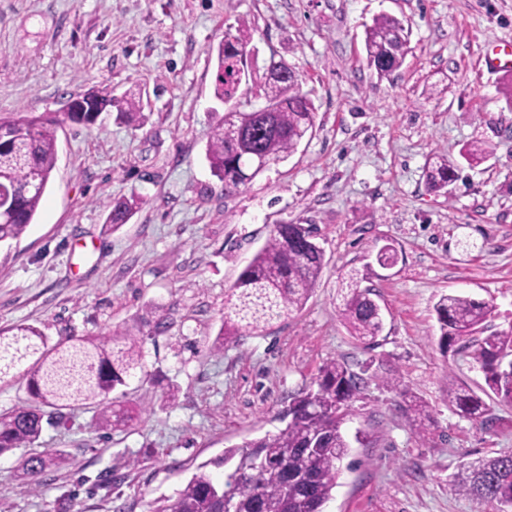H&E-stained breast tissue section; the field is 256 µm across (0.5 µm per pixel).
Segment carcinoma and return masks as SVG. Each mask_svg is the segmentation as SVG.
Instances as JSON below:
<instances>
[{
  "instance_id": "carcinoma-1",
  "label": "carcinoma",
  "mask_w": 512,
  "mask_h": 512,
  "mask_svg": "<svg viewBox=\"0 0 512 512\" xmlns=\"http://www.w3.org/2000/svg\"><path fill=\"white\" fill-rule=\"evenodd\" d=\"M252 34L242 22L227 31L217 50L214 97L224 102L238 91V72L248 67ZM366 61L379 77L398 71L409 52V28L392 15L381 14L365 27ZM265 111L245 112L232 107L208 134L206 159L211 174L231 192L246 185L271 165L292 156L315 125L313 101L302 91L296 70L284 60H270L259 85ZM94 111L17 113L0 117V244L19 239L33 223L58 160L60 125L69 120L91 125L101 112H117L116 119L131 124L141 114V88L116 97L106 87L83 93ZM448 158L436 155L427 165L429 191L446 190L454 180ZM143 204L136 196L112 204L107 226L127 223ZM325 265L323 248L310 227L277 224L229 289L220 329L210 347L213 354L238 341L245 331H257L274 320L301 311ZM339 311L351 336L370 345L383 331V314L351 273L342 282ZM443 354L467 353L480 365L488 389L512 404V328L487 332L493 306L475 298L444 294L434 305ZM144 338L114 327L97 336L48 344L37 327L18 323L0 330V382L21 375L31 400L0 414V453L29 447L40 437L45 409L61 414L75 406L101 407L95 425L102 429L129 428L138 414L110 401L112 391L144 374ZM411 425L422 433L430 423V406L420 397L399 389ZM363 375L346 362H324L316 380L292 397L281 411L285 427L273 434L247 440L224 453L236 460L234 469L218 482L195 473L172 498L154 502L151 512H224V498L234 512H323L342 473L350 442L341 426L351 401L362 393ZM448 408L478 419L484 402L475 392L448 379ZM71 463L53 451L23 458L16 478L27 482L40 473ZM459 493L512 505V454L467 462L454 477Z\"/></svg>"
}]
</instances>
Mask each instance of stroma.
<instances>
[{"label":"stroma","mask_w":512,"mask_h":512,"mask_svg":"<svg viewBox=\"0 0 512 512\" xmlns=\"http://www.w3.org/2000/svg\"><path fill=\"white\" fill-rule=\"evenodd\" d=\"M382 13L411 31L404 65L383 78L363 44ZM241 21L253 69L296 67L317 114L295 154L228 193L205 149L226 109L214 49ZM508 45L512 0H0V117L58 112L93 86L143 90L139 122L104 112L60 127L34 224L0 245V329L25 322L53 343L142 331L147 370L120 398L141 413L131 428L95 427V406L44 425L34 450L71 465L30 486L14 478L22 449L0 454V512H149L198 470L223 480L225 450L280 429L330 359L367 384L325 512H501L451 481L462 463L512 453V405L489 399L479 419L449 409V380L477 392L484 375L466 354H441L433 306L463 294L493 305L492 329L512 327V70L484 63ZM474 143L486 158L472 166L461 151ZM436 153L456 172L439 194L425 185ZM131 195L141 208L105 230L113 199ZM285 223L312 225L325 251L311 297L211 354L229 288ZM354 269L383 312L373 347L338 313ZM393 378L429 404L426 433Z\"/></svg>","instance_id":"35a3bbf8"}]
</instances>
